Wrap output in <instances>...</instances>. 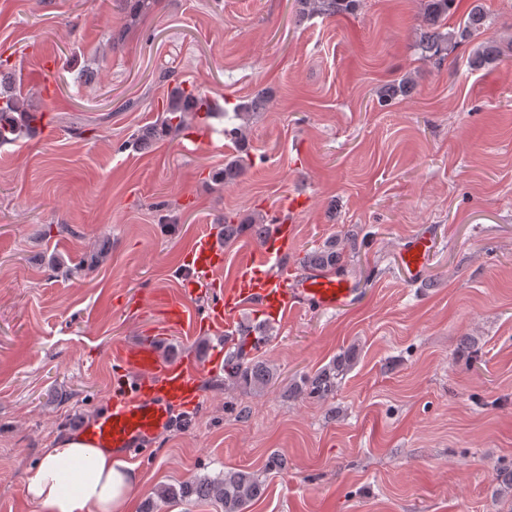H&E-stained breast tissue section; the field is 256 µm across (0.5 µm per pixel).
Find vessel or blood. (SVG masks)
Here are the masks:
<instances>
[{
	"label": "vessel or blood",
	"instance_id": "b4317fda",
	"mask_svg": "<svg viewBox=\"0 0 512 512\" xmlns=\"http://www.w3.org/2000/svg\"><path fill=\"white\" fill-rule=\"evenodd\" d=\"M295 242L293 222L272 213L257 256L243 263L231 286L224 288L203 277L204 272L222 264L224 250L216 236L200 238L184 262L185 294L212 293L210 305L194 320L196 326L231 331L246 303L273 320L306 306L338 311L352 304L355 290L341 272L297 277L287 268L274 271L273 259L287 253ZM429 253L426 237L417 236L404 244L401 262L409 280L420 279ZM113 366L112 404L85 422L82 430L99 447L133 459L140 446L165 429L179 409L197 402L200 376L214 363L185 358L164 362L155 348L137 345L116 349Z\"/></svg>",
	"mask_w": 512,
	"mask_h": 512
}]
</instances>
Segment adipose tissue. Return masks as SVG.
<instances>
[{
  "label": "adipose tissue",
  "instance_id": "1",
  "mask_svg": "<svg viewBox=\"0 0 512 512\" xmlns=\"http://www.w3.org/2000/svg\"><path fill=\"white\" fill-rule=\"evenodd\" d=\"M137 487L130 465L78 435L44 449L25 495L36 512H129Z\"/></svg>",
  "mask_w": 512,
  "mask_h": 512
}]
</instances>
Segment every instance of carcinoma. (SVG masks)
I'll return each instance as SVG.
<instances>
[{
	"instance_id": "1",
	"label": "carcinoma",
	"mask_w": 512,
	"mask_h": 512,
	"mask_svg": "<svg viewBox=\"0 0 512 512\" xmlns=\"http://www.w3.org/2000/svg\"><path fill=\"white\" fill-rule=\"evenodd\" d=\"M130 4L124 27L129 29L136 24L143 10L150 7L151 0H124ZM301 17L338 16L350 14L357 8L359 0H296ZM425 23L436 26L448 19L456 9V0H421ZM486 24V17L475 9L463 19L462 27L453 33L434 32L423 34L421 50L426 56L438 63L443 62L455 51L459 44L475 34ZM412 84L404 78L398 83L389 84L379 92V101L386 104L406 91ZM268 101L266 93L258 94L248 103L236 107V116L243 124L227 130V136L241 144L247 140L246 123L251 113L260 109ZM219 107L213 99L197 89L191 91L178 84L171 90L167 103L166 116L157 124L132 135L128 144L147 143L156 140L173 139L192 127V123L203 112L210 117ZM36 111L33 110L25 95L21 93L4 94L0 92V143L15 141L33 127ZM249 229L256 238H261L264 230L263 220L256 224H236L234 217L224 216V238L229 239L238 232ZM340 252L336 242L331 240L317 250L307 254L304 263L309 267L327 268L336 265ZM270 327L260 324L244 327L237 338L227 348L224 355V380L248 387L252 390H264L277 381L276 371L261 360L259 351L268 340ZM351 357L344 353L315 375L303 376L293 382L288 394L294 398L305 396L326 399L336 392V376L349 366ZM263 481L251 472L226 470L214 477H199L185 481L177 486H164L157 496L165 500H190L192 498L212 499L221 504L224 512H245L247 505L261 495Z\"/></svg>"
}]
</instances>
